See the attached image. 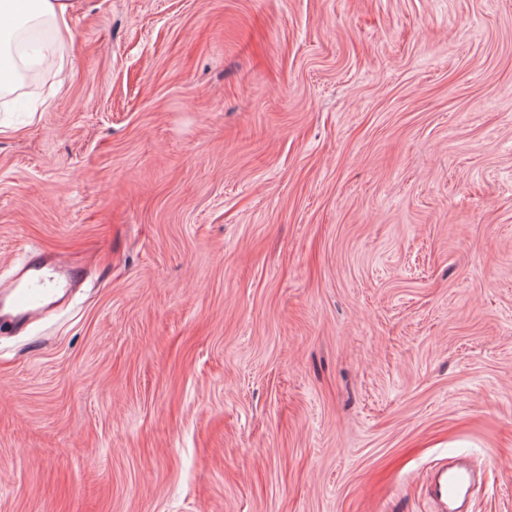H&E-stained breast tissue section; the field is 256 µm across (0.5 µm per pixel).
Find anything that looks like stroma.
I'll return each instance as SVG.
<instances>
[{"instance_id": "35a3bbf8", "label": "stroma", "mask_w": 512, "mask_h": 512, "mask_svg": "<svg viewBox=\"0 0 512 512\" xmlns=\"http://www.w3.org/2000/svg\"><path fill=\"white\" fill-rule=\"evenodd\" d=\"M0 107V512H512V0H75ZM68 75L56 86L58 71ZM77 272L60 256H30L17 269L13 282L0 292V318L25 323L60 300L72 288ZM470 475L466 469L444 468L436 472L431 484V494L441 505L440 511L450 510L462 497Z\"/></svg>"}]
</instances>
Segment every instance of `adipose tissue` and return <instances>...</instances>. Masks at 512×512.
<instances>
[{
    "mask_svg": "<svg viewBox=\"0 0 512 512\" xmlns=\"http://www.w3.org/2000/svg\"><path fill=\"white\" fill-rule=\"evenodd\" d=\"M72 7L71 0H0V98L14 93L19 81L10 53L15 35L45 25L63 38L70 31Z\"/></svg>",
    "mask_w": 512,
    "mask_h": 512,
    "instance_id": "1",
    "label": "adipose tissue"
}]
</instances>
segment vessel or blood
<instances>
[{
	"label": "vessel or blood",
	"instance_id": "vessel-or-blood-1",
	"mask_svg": "<svg viewBox=\"0 0 512 512\" xmlns=\"http://www.w3.org/2000/svg\"><path fill=\"white\" fill-rule=\"evenodd\" d=\"M77 278L75 269L61 257L37 254L30 256L17 269L12 284L0 290V318L10 317L23 323L57 303ZM470 481L467 470L444 468L433 477L431 494L449 512L463 496Z\"/></svg>",
	"mask_w": 512,
	"mask_h": 512
}]
</instances>
